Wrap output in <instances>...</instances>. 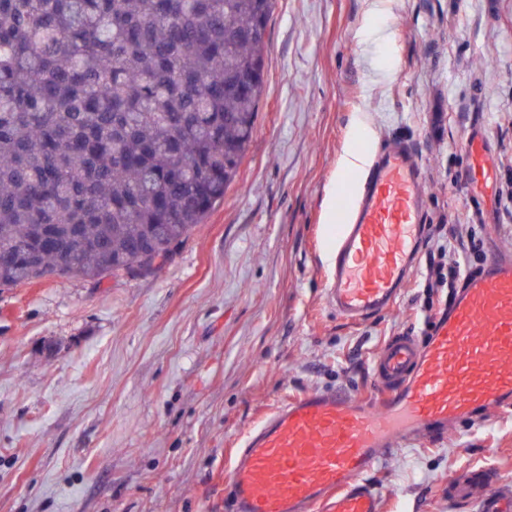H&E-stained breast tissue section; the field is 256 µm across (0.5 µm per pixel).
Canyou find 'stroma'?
I'll list each match as a JSON object with an SVG mask.
<instances>
[{"mask_svg":"<svg viewBox=\"0 0 512 512\" xmlns=\"http://www.w3.org/2000/svg\"><path fill=\"white\" fill-rule=\"evenodd\" d=\"M266 91L236 181L154 273L0 288V512H226L236 442L311 390L371 389L389 337L425 329L418 260L395 304L347 324L325 303L324 235L373 149L408 143L424 224L512 254V0H277ZM478 136L490 177L464 181ZM512 478V414L388 455L385 512H449L448 478ZM353 133L355 140L363 142L365 147L346 152L341 160V168L345 172L360 175L370 163L369 145L373 131L363 118L357 117L353 124Z\"/></svg>","mask_w":512,"mask_h":512,"instance_id":"stroma-1","label":"stroma"}]
</instances>
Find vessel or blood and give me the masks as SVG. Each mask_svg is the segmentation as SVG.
<instances>
[{"mask_svg": "<svg viewBox=\"0 0 512 512\" xmlns=\"http://www.w3.org/2000/svg\"><path fill=\"white\" fill-rule=\"evenodd\" d=\"M466 150L471 176L491 172L483 142L469 138ZM421 177L410 147L390 143L346 205L325 294L343 319L361 320L400 295L426 231ZM372 373L374 394L308 391L249 430L224 480L233 512H384L364 480L384 453L511 410L512 255H494L470 276L426 341L389 337ZM475 486L476 512H512V483L483 466L449 480V505Z\"/></svg>", "mask_w": 512, "mask_h": 512, "instance_id": "vessel-or-blood-1", "label": "vessel or blood"}]
</instances>
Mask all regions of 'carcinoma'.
<instances>
[{
    "mask_svg": "<svg viewBox=\"0 0 512 512\" xmlns=\"http://www.w3.org/2000/svg\"><path fill=\"white\" fill-rule=\"evenodd\" d=\"M276 0H0V288L156 270L237 178Z\"/></svg>",
    "mask_w": 512,
    "mask_h": 512,
    "instance_id": "cac0c4a2",
    "label": "carcinoma"
}]
</instances>
